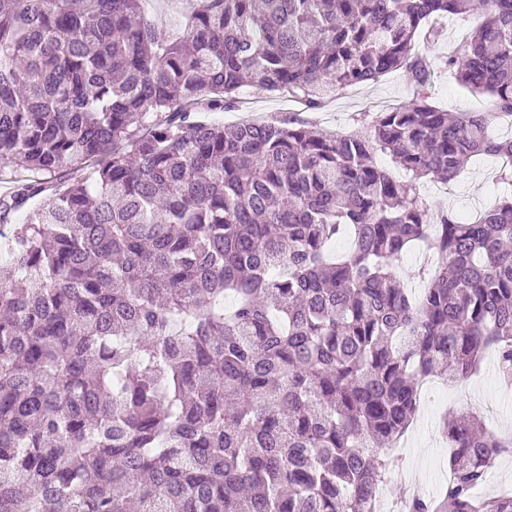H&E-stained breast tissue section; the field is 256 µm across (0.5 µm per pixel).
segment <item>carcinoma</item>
Wrapping results in <instances>:
<instances>
[{
	"mask_svg": "<svg viewBox=\"0 0 512 512\" xmlns=\"http://www.w3.org/2000/svg\"><path fill=\"white\" fill-rule=\"evenodd\" d=\"M185 2L170 40L142 0H0V220L27 210L0 234V512H375L424 379L493 350L512 383V202L463 221L418 191L477 154L512 185L491 134L512 0L448 58L481 112L432 103L415 44L473 0ZM400 68L416 95L367 134L206 118L246 83L316 110ZM415 243L435 257L416 301ZM442 433L444 498L408 512H512L476 495L512 439L473 412Z\"/></svg>",
	"mask_w": 512,
	"mask_h": 512,
	"instance_id": "obj_1",
	"label": "carcinoma"
}]
</instances>
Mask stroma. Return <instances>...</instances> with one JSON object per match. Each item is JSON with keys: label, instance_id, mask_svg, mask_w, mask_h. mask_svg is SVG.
Wrapping results in <instances>:
<instances>
[{"label": "stroma", "instance_id": "obj_1", "mask_svg": "<svg viewBox=\"0 0 512 512\" xmlns=\"http://www.w3.org/2000/svg\"><path fill=\"white\" fill-rule=\"evenodd\" d=\"M483 18L482 11L469 16L438 17L431 19L430 27L441 33L439 41H419L431 77L428 92L432 102L450 112H480L486 106L484 95L460 87L449 75L445 61L458 53L473 26ZM414 83L403 69L391 71L376 82L353 85L338 90L319 110L306 112L318 128L335 131L363 130L364 116L385 111L409 102ZM238 106L230 112L217 113V121L231 125L245 120L264 121L272 116L303 110L301 102L282 92H269L247 84L237 94ZM304 111V110H303ZM501 160L477 158L451 183L443 185L421 180L419 193L428 205L443 208L453 214L472 219L496 201L512 196V186L498 182L496 175ZM494 353H486L479 372L466 381L436 379L442 401L435 409L421 408L409 428L408 441L400 447L394 472L411 475L416 482L438 494L448 484L441 472L448 464V443L442 435L445 418L470 410L483 415L487 426L495 432L512 431V403H501L494 377Z\"/></svg>", "mask_w": 512, "mask_h": 512}]
</instances>
